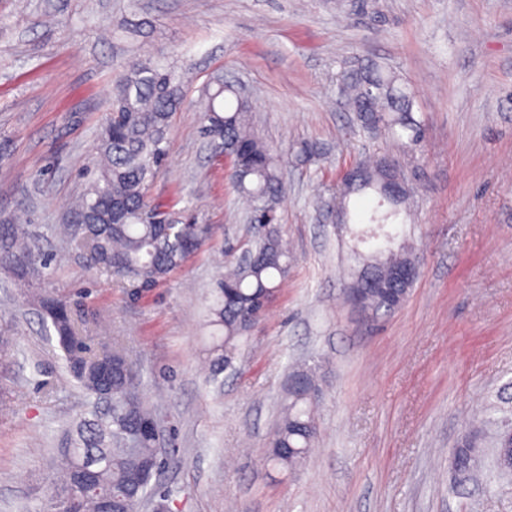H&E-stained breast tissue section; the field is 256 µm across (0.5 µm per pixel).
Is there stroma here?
I'll return each mask as SVG.
<instances>
[{
	"label": "stroma",
	"mask_w": 512,
	"mask_h": 512,
	"mask_svg": "<svg viewBox=\"0 0 512 512\" xmlns=\"http://www.w3.org/2000/svg\"><path fill=\"white\" fill-rule=\"evenodd\" d=\"M383 16L333 0H0V217L51 242L95 163L114 80L133 57L173 66L186 91L152 196L212 225L211 248L144 292L78 256L46 288L98 310L163 438L168 512H512L493 449L512 430V0H382ZM374 61L409 84L420 148L358 126L338 96L339 60ZM250 95L256 134L319 158L288 164L279 213L293 257L261 323L210 367L205 292L215 252L246 245L224 160L199 133L213 71ZM399 159L410 195L394 249L418 261L395 310L364 320L346 290L374 246L320 221L340 169ZM0 322L19 351L0 368V512H47L40 477L82 402L56 339L0 272ZM319 378L318 438L269 464L288 377ZM471 436L479 481L459 477Z\"/></svg>",
	"instance_id": "obj_1"
}]
</instances>
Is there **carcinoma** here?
Here are the masks:
<instances>
[{
    "instance_id": "carcinoma-1",
    "label": "carcinoma",
    "mask_w": 512,
    "mask_h": 512,
    "mask_svg": "<svg viewBox=\"0 0 512 512\" xmlns=\"http://www.w3.org/2000/svg\"><path fill=\"white\" fill-rule=\"evenodd\" d=\"M343 13L378 17L380 0H337ZM206 82L198 112L200 133L221 142L229 162V180L251 225V260H225L226 272L215 282L209 298L211 364L224 369L226 349L258 323L291 268V254L283 242L278 209L286 193L282 169L288 156L260 140L252 126V103L233 84ZM338 93L358 117L363 131L384 132L413 148L424 138V126L413 115L414 97L396 73L375 62L343 65ZM185 103L183 83L175 69L160 61L135 58L116 77L112 104L99 133L95 174L70 208L72 220L63 225L65 250L81 253L86 263L111 279L144 283L164 280L211 243L214 230L187 211H174L149 195L168 156L172 119ZM404 183L393 160L374 166L357 163L352 176L339 185L331 202L342 223H349V200L368 189L379 195L377 204L352 230L354 247L393 240L391 226L404 195L391 192ZM56 254L42 250L29 225L15 219L0 224V268L8 269L23 298L37 306L43 322L58 341L62 360L87 398L81 412L52 457L57 482L53 499L57 512H101L106 503L138 512L144 499L159 488L136 486L145 465H155L156 441L142 437L137 427L151 421L133 366L112 342L90 335L97 312L76 313L67 300L40 287ZM408 261L389 253L366 268L384 277ZM16 353L11 330L0 326V361ZM306 388L288 393L272 447L270 463L292 467L303 460L317 435L314 416L315 380L304 374Z\"/></svg>"
}]
</instances>
